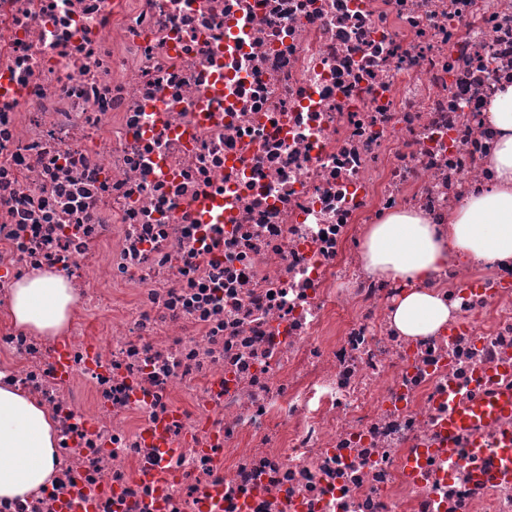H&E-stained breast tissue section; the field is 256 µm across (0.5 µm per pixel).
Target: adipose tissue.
Wrapping results in <instances>:
<instances>
[{"label":"adipose tissue","instance_id":"ef3b65f1","mask_svg":"<svg viewBox=\"0 0 512 512\" xmlns=\"http://www.w3.org/2000/svg\"><path fill=\"white\" fill-rule=\"evenodd\" d=\"M488 114L499 132L490 159L495 177L465 201L448 229L414 213H398L368 234V271L407 285L392 311L404 334L428 335L447 322L448 307L426 285L452 259L492 263L512 256V85L498 91ZM68 300L62 276L34 274L12 285L10 311L18 326L56 330ZM55 459L49 415L21 390L0 387V498L22 499L46 487Z\"/></svg>","mask_w":512,"mask_h":512}]
</instances>
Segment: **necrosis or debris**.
Returning a JSON list of instances; mask_svg holds the SVG:
<instances>
[{
  "instance_id": "1",
  "label": "necrosis or debris",
  "mask_w": 512,
  "mask_h": 512,
  "mask_svg": "<svg viewBox=\"0 0 512 512\" xmlns=\"http://www.w3.org/2000/svg\"><path fill=\"white\" fill-rule=\"evenodd\" d=\"M512 0H0V372L53 481L0 512H512V258L406 336L372 225L493 179ZM63 276L66 326L10 287ZM59 275H29L11 287L10 311L20 327L39 331L58 330L69 300ZM503 413H512V394L502 393L494 397L483 398L469 409L456 408L448 412V436L473 426L480 418Z\"/></svg>"
}]
</instances>
